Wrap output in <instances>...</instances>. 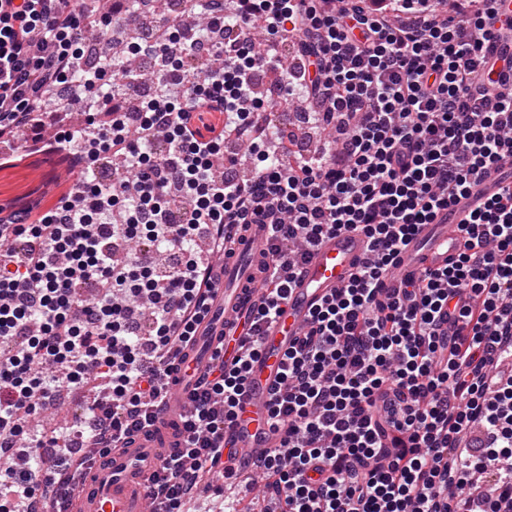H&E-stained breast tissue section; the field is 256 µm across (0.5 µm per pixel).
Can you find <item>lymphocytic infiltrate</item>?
<instances>
[{"label": "lymphocytic infiltrate", "instance_id": "obj_1", "mask_svg": "<svg viewBox=\"0 0 512 512\" xmlns=\"http://www.w3.org/2000/svg\"><path fill=\"white\" fill-rule=\"evenodd\" d=\"M71 0H0V140L40 148V106L80 68ZM156 22L155 94L100 65L85 128L58 136L123 175L88 177L39 216L0 219V512L39 491L69 505L95 451L152 424L173 357L208 319L218 255L270 227L252 344L192 396L184 448L153 480L158 512H214L224 429L241 410L311 251L362 231L370 253L281 359L268 423L286 440L256 464L278 512H512V17L498 0L443 14L428 0H207ZM221 40L224 63L182 40ZM281 67L282 95L328 140L300 146L253 91ZM221 119L205 124L206 114ZM167 151L150 154L157 133ZM498 190L463 222L440 271L398 277L419 225L480 182ZM39 249H32V242ZM93 287V298L82 290ZM102 381L86 420L53 434L30 419L65 389Z\"/></svg>", "mask_w": 512, "mask_h": 512}]
</instances>
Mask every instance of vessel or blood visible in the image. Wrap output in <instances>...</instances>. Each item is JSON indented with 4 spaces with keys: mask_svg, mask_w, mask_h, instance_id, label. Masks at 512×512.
<instances>
[{
    "mask_svg": "<svg viewBox=\"0 0 512 512\" xmlns=\"http://www.w3.org/2000/svg\"><path fill=\"white\" fill-rule=\"evenodd\" d=\"M496 190L494 182L483 181L454 205L452 218L421 226L400 255L401 271L418 274L447 266L462 248L458 224ZM267 236V227L253 226L237 258L228 260L226 279L218 287L214 324L224 329L228 364L249 344L252 311L262 295L257 264ZM367 252L368 241L361 232L345 231L326 237L301 266L283 315L266 329L265 351L253 365L249 395L237 423L224 435L225 474H239L245 464L281 447L283 430L264 422L281 357L289 343L302 335L310 313L348 281ZM212 342L211 334L198 337L194 349L180 361V380L168 384L154 425L97 461L78 496L76 512H151L149 478L162 473L175 442L187 437L180 417L191 408V388L210 363Z\"/></svg>",
    "mask_w": 512,
    "mask_h": 512,
    "instance_id": "b4317fda",
    "label": "vessel or blood"
}]
</instances>
